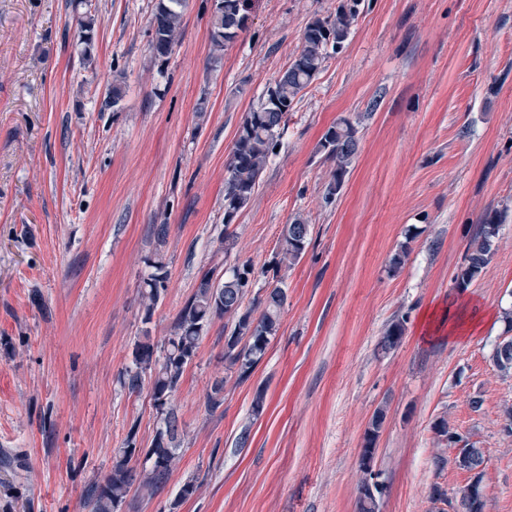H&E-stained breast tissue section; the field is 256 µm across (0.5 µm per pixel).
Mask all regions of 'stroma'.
<instances>
[{"label": "stroma", "mask_w": 512, "mask_h": 512, "mask_svg": "<svg viewBox=\"0 0 512 512\" xmlns=\"http://www.w3.org/2000/svg\"><path fill=\"white\" fill-rule=\"evenodd\" d=\"M156 4L0 0V455H21L0 466V512H90L86 490L130 426L145 446L156 430L149 393L119 382L143 328L170 336L201 276L225 262L272 268L297 215L312 241L277 273L288 300L264 358L209 411L206 390L224 373V321H212L175 396L181 460L120 512H357L359 452L380 409L381 512H429L433 488L467 482L437 441L441 419L485 451L484 512H512V378L490 360L512 306V0H362L348 41L295 102L229 255L224 178L238 129L337 0H255L217 61L212 0H186L164 59L150 48ZM342 121L359 149L328 204L331 164L317 146ZM492 214L497 249L458 290ZM157 224L170 227L161 242ZM157 256L169 284L146 326L139 291ZM398 316L405 335L383 352ZM192 479L199 490L177 501Z\"/></svg>", "instance_id": "35a3bbf8"}]
</instances>
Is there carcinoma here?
Returning <instances> with one entry per match:
<instances>
[{
    "instance_id": "obj_1",
    "label": "carcinoma",
    "mask_w": 512,
    "mask_h": 512,
    "mask_svg": "<svg viewBox=\"0 0 512 512\" xmlns=\"http://www.w3.org/2000/svg\"><path fill=\"white\" fill-rule=\"evenodd\" d=\"M359 0H338L336 11L327 18H316L305 28L301 47L288 67L281 71L266 97L248 112L237 132L224 179V257L236 247L231 222L253 196L274 153L286 116L294 102L321 71L328 48L341 49L348 40L358 16ZM184 0H158L151 21L150 46L155 57L172 51L182 35ZM252 0H224L211 20L214 51L229 47L245 27ZM318 151L333 163L332 179L325 198L340 193L349 168L358 152L356 129L343 121L330 127L321 137ZM499 224L490 216L480 225L470 242L464 262L458 270L455 287L465 290L484 271L496 247ZM312 227L299 216L284 225L275 253L276 264L290 268L305 255L311 243ZM152 272L143 280L140 291L142 322H151L153 313L167 289L168 270L162 258L149 261ZM265 271H255L250 262L224 270V278L214 281L210 273L200 279L194 292L177 313L171 336L160 345L154 343L150 330L142 331L132 351V366L120 375V384L131 394L149 386L153 406L159 416L153 439L145 453L149 466L139 470L132 465L138 458L136 425H131L121 447L113 451L112 470L87 489L92 512H119L133 490L153 495L177 468L181 456V428L172 398L178 391L187 367L197 354L203 335L214 318L224 319V376L215 379L206 393V407L215 411L224 404V391L230 381L241 383L264 357L267 347L279 332L287 292L275 284L265 297L245 304L252 278ZM405 334V319L395 318L385 328L380 347L387 352L397 348ZM491 360L497 369L512 373V345L496 344ZM385 413L378 410L364 436V450L376 451V440ZM371 475L362 471L358 512H379V497L370 489Z\"/></svg>"
}]
</instances>
